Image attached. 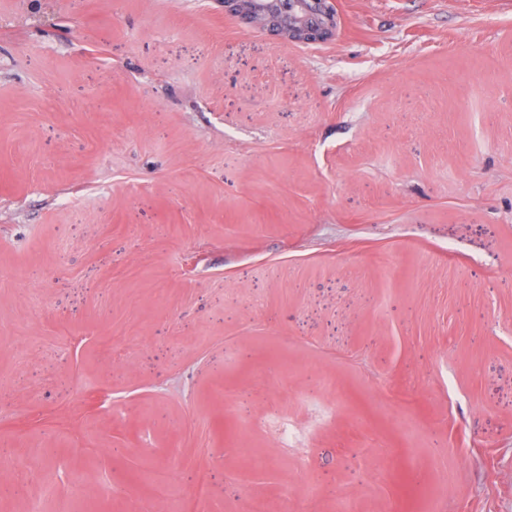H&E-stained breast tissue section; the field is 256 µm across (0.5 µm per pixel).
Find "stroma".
<instances>
[{"mask_svg":"<svg viewBox=\"0 0 512 512\" xmlns=\"http://www.w3.org/2000/svg\"><path fill=\"white\" fill-rule=\"evenodd\" d=\"M336 2L0 0V512H512V5ZM245 9L253 18L261 22L270 13H275L291 26L317 24L318 19L314 11V5L319 4L323 23L302 35L301 39H291L280 33L270 24L260 28L282 42L310 44L331 39L337 34L341 26V17L337 10L335 0H242Z\"/></svg>","mask_w":512,"mask_h":512,"instance_id":"1","label":"stroma"}]
</instances>
